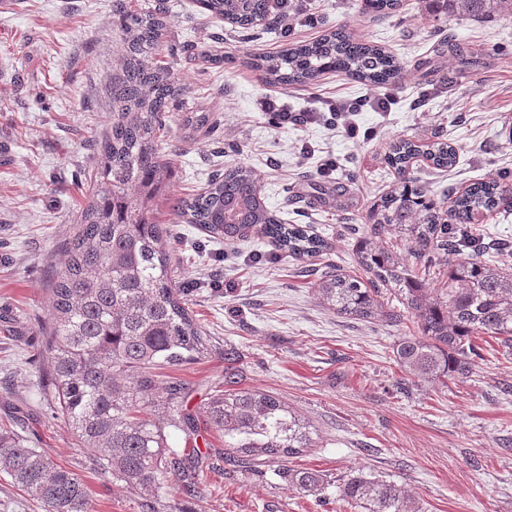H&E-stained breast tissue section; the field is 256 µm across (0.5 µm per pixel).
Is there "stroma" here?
Masks as SVG:
<instances>
[{"label": "stroma", "instance_id": "35a3bbf8", "mask_svg": "<svg viewBox=\"0 0 512 512\" xmlns=\"http://www.w3.org/2000/svg\"><path fill=\"white\" fill-rule=\"evenodd\" d=\"M272 37L201 15L194 0H173L164 53L186 92L170 106L177 192H204L215 173L243 167L259 180L266 207L288 224H307L331 244L326 257L299 260L252 235L234 244L175 219L168 246L176 279L208 339L200 359L158 369L161 387L180 385L183 408L201 414L208 398L237 390L273 395L316 431L315 447L292 466L320 474L314 492L288 486L276 467L245 469L223 460L224 437L199 424L188 436L160 419L171 448L211 449L220 460L197 495L169 475L152 504L101 471L92 452L58 418L45 351L51 286L62 272L109 131L112 54L109 0H0V423L22 416V436L81 477L94 512H362L339 495L357 473L395 482L412 512H512V353L497 341L473 358L469 374L430 381L395 360L398 340L415 331L367 322L321 304L318 270L336 265L361 275L356 234L372 205L398 181L383 158L408 138L452 143L454 167L411 161L441 210L486 176L512 189V18L427 20L419 0L390 14L360 15V0H295ZM347 25L408 66L388 87L390 111L363 108L367 138L348 139L325 124L279 125L256 100L279 96L306 112L326 98L365 99L374 91L351 75L283 87L263 81L248 56L276 54ZM463 46L448 65L444 42ZM187 112H209L202 133L186 130ZM335 159L328 176L320 166Z\"/></svg>", "mask_w": 512, "mask_h": 512}]
</instances>
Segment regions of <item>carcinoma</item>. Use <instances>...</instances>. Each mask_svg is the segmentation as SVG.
I'll return each mask as SVG.
<instances>
[{
  "label": "carcinoma",
  "mask_w": 512,
  "mask_h": 512,
  "mask_svg": "<svg viewBox=\"0 0 512 512\" xmlns=\"http://www.w3.org/2000/svg\"><path fill=\"white\" fill-rule=\"evenodd\" d=\"M211 19L242 29L264 25L272 31L287 9L272 0H195ZM401 0H360L363 14H387ZM112 29L119 35L117 74L110 95L111 129L101 144L94 191L80 225L64 250L63 271L51 288L53 324L47 351L48 382L59 416L80 443L94 452L101 470L137 491L155 496L168 471L180 476L182 490L196 493L205 456L169 449L157 406L154 370L202 356L207 337L190 314L185 289L177 286L167 229L159 220V197L188 224H197L227 243L253 234L267 237L281 251L310 260L327 253V241L297 224H284L266 208L255 175L227 170L193 197L175 195L174 159L165 151L170 103L186 87L173 66L158 57L166 0L140 10L134 0H112ZM426 15L462 14L475 19L512 16V0H426ZM265 78L288 86L317 80L330 71L382 87L412 71L398 59L349 28H337L282 54L254 57ZM419 151L402 139L385 158L401 174L400 185L380 199L369 215L371 227L356 240L359 265L369 281L324 271L321 303L338 314L366 321L399 323L404 314L381 301L377 285L390 287L411 314L416 333L394 350L405 370L439 379L468 372L479 355L474 339L488 335L512 348V264L488 262L489 250L470 227L474 215L512 207L500 182L490 177L456 197L445 219L425 184L406 176ZM438 169L456 162V149L443 142L428 146ZM392 232L405 241L420 267L409 266L381 242ZM446 277L431 287L436 266ZM180 389L166 390L174 425L197 429L194 415L181 411ZM210 426L224 434V447L256 465H278L291 487L316 489L320 475L288 467L291 458L314 447L310 423L278 398L261 392L216 394L204 407ZM0 474L26 491L44 512H92L83 480L54 462L8 427H0ZM341 496L365 512H410L409 495L398 484L363 473L350 478Z\"/></svg>",
  "instance_id": "1"
}]
</instances>
